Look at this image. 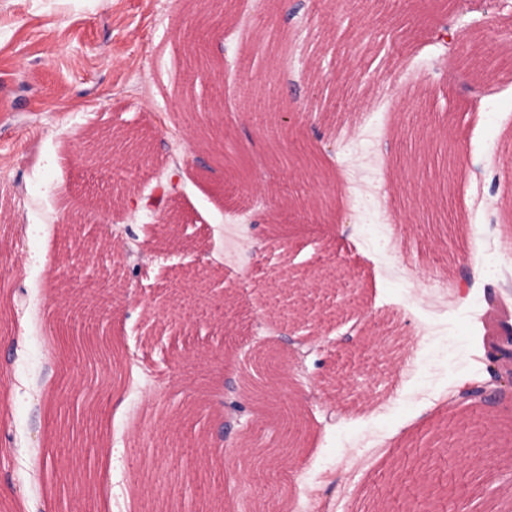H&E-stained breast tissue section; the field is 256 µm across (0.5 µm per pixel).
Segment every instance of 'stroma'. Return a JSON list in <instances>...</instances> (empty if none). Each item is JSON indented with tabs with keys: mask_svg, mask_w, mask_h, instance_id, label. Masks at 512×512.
I'll return each mask as SVG.
<instances>
[{
	"mask_svg": "<svg viewBox=\"0 0 512 512\" xmlns=\"http://www.w3.org/2000/svg\"><path fill=\"white\" fill-rule=\"evenodd\" d=\"M232 0V24L206 38L213 81L186 67L193 19L182 0H0V512H48L57 470L47 456L105 472L110 496L68 512H502L512 485V401L459 402L489 381L482 359L512 288L502 272L512 229V81L461 63L436 43L446 23L471 27L482 55L512 47V0H370L369 16L334 26L329 8ZM317 60L333 107L282 131L270 107L314 106ZM224 100V142L253 178L225 192V170L193 153L195 102ZM151 133L148 164L127 168L133 203L109 224L114 253L107 333L142 367L137 386L95 394L72 363L43 381L65 287L86 286L64 252L67 204L111 186L84 164L78 134ZM324 177L272 163L295 147ZM181 219L165 245L151 202L171 172ZM447 193H435L439 182ZM291 188L301 209L271 208ZM335 211L319 216L315 198ZM214 273L226 303L191 298L192 270ZM248 287H241V279ZM255 351L279 353L299 406L304 453L266 483L244 467L248 442L218 436L219 399ZM107 455L99 466L98 452Z\"/></svg>",
	"mask_w": 512,
	"mask_h": 512,
	"instance_id": "obj_1",
	"label": "stroma"
}]
</instances>
